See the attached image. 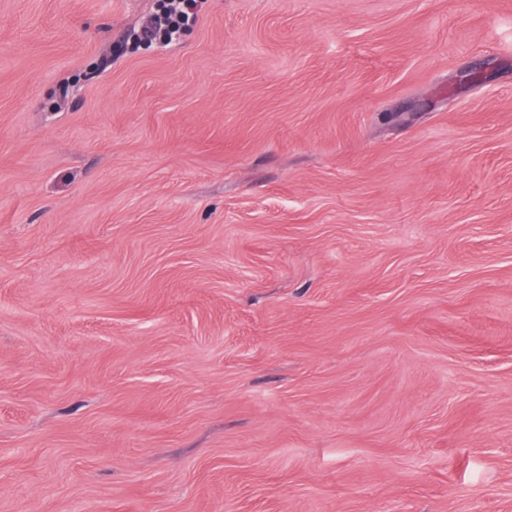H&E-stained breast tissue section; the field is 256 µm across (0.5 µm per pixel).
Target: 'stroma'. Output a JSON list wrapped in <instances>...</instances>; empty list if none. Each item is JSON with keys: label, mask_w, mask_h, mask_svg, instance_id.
I'll use <instances>...</instances> for the list:
<instances>
[{"label": "stroma", "mask_w": 512, "mask_h": 512, "mask_svg": "<svg viewBox=\"0 0 512 512\" xmlns=\"http://www.w3.org/2000/svg\"><path fill=\"white\" fill-rule=\"evenodd\" d=\"M158 2L0 0V512H512V0ZM197 7V0H171L159 18V30L172 37L181 25L197 20Z\"/></svg>", "instance_id": "1"}]
</instances>
